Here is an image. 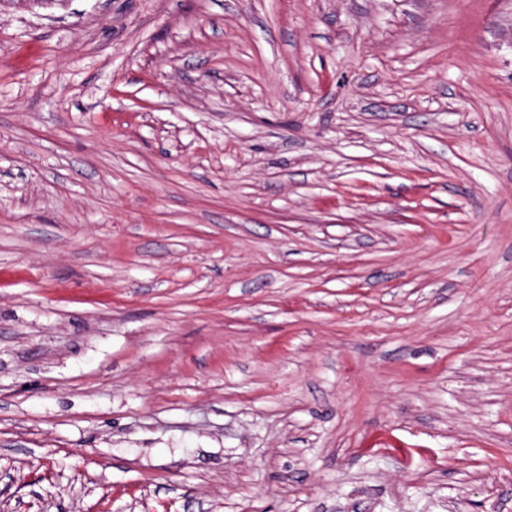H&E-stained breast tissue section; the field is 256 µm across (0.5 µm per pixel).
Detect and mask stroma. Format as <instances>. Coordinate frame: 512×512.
<instances>
[{
	"mask_svg": "<svg viewBox=\"0 0 512 512\" xmlns=\"http://www.w3.org/2000/svg\"><path fill=\"white\" fill-rule=\"evenodd\" d=\"M0 512H512V0H0Z\"/></svg>",
	"mask_w": 512,
	"mask_h": 512,
	"instance_id": "1",
	"label": "stroma"
}]
</instances>
